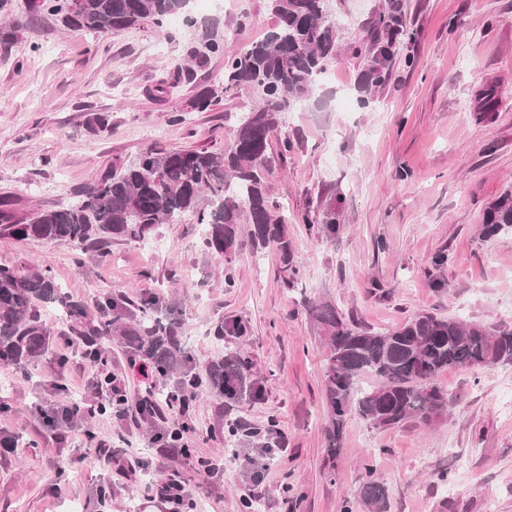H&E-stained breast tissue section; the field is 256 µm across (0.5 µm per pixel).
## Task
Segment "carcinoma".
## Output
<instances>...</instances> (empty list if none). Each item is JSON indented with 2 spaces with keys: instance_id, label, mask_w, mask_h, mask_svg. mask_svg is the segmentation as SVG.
<instances>
[{
  "instance_id": "obj_1",
  "label": "carcinoma",
  "mask_w": 512,
  "mask_h": 512,
  "mask_svg": "<svg viewBox=\"0 0 512 512\" xmlns=\"http://www.w3.org/2000/svg\"><path fill=\"white\" fill-rule=\"evenodd\" d=\"M331 2L270 0L273 27L238 53H224L221 41L203 35L204 51L192 56L196 67L222 53L224 92L250 86L261 95L257 106L238 113L223 148L148 149L96 177L79 200L27 216L2 201L0 237L65 242L76 249L80 266L83 257L101 255L112 240L144 239L158 225L193 214L203 230V247L212 256L229 260L239 244L240 225L249 224L252 243L275 248L284 277L296 275L288 215L270 200L265 173L276 163L270 148L283 116L311 98L327 62L337 55ZM185 6L186 0H40L30 13L35 19L51 15L71 31L106 37L144 26L160 34L167 20ZM406 34L397 8L379 13L367 46L371 65L362 89L387 83L396 44ZM496 108L494 89L489 87L480 93L477 111L489 115ZM85 126L94 134L107 131L110 115L92 112ZM300 221L317 226L323 241L336 234L332 217L318 221L305 214ZM482 224L488 239L512 231V190L486 207ZM157 305L154 297L135 303L123 294L109 293L90 307L67 294L47 268L27 271L0 264V365L23 370L49 356L58 336L70 337L87 361L104 365L112 337L117 336L129 353L146 358L159 378L176 375V390L190 400L208 388L230 400L261 398L262 388L249 377L251 364L238 350L210 368L206 379L185 368L189 356L176 322L158 316ZM46 308L59 314L62 329L47 323ZM314 315L328 339L324 377L330 419L325 438L331 460L343 448L350 417L380 430L409 421L439 422L448 414V391L438 384L439 374L451 368L512 365V326L466 323L422 311L398 327L374 331L344 319L329 305L316 308ZM247 333V324L239 318L215 330L217 336ZM365 373L375 376L378 384L361 387ZM111 381L108 372L97 381V408L102 412L113 409ZM358 494L370 512H386L388 488L382 481L367 476Z\"/></svg>"
}]
</instances>
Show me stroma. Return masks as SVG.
Instances as JSON below:
<instances>
[{
  "instance_id": "obj_1",
  "label": "stroma",
  "mask_w": 512,
  "mask_h": 512,
  "mask_svg": "<svg viewBox=\"0 0 512 512\" xmlns=\"http://www.w3.org/2000/svg\"><path fill=\"white\" fill-rule=\"evenodd\" d=\"M223 9L187 6V20L128 29L107 40L64 29L51 16L32 20L26 0L0 13V200L22 216L72 201L95 174L150 147L224 145L237 112L258 103L252 88L224 91L223 55L212 56L192 80L157 98L146 89L169 79L200 50L203 30L225 53L264 38L273 25L268 0H223ZM395 4L411 33L387 84L361 106L358 86L368 67L363 48L382 7ZM339 55L306 108L286 114L279 130L293 148L267 177L271 200L287 208L298 270L283 282L278 253L255 249L248 234L231 264L200 243L194 215L159 225L142 241L116 240L105 256L75 262L64 243L0 238V263L50 268L74 299L94 304L108 293L156 297L174 318L198 372L230 349L252 364L260 399L233 401L216 390L190 405L191 458L162 451L148 425L99 413L96 366L69 350L64 374L55 360L25 371L0 366V431L18 446L0 457V512H166L144 488L179 475L203 512H367L358 497L366 475L390 492L387 512H512V366L451 369L447 418L409 422L384 431L351 418L344 446L328 460L324 397L326 337L312 306L333 305L374 330L396 327L427 310L463 321L512 324V232L487 239L489 202L512 189V0H333ZM252 24L235 29L241 14ZM493 86L498 109L475 110ZM209 91L210 110L192 101ZM106 112L112 129L85 127L88 113ZM311 212L336 217L323 241L296 221ZM444 265H435L437 255ZM232 267L235 287L224 285ZM241 317L249 335L218 337L215 327ZM78 406L56 428L43 415ZM275 424L286 454L266 459L265 492L248 495L251 474L242 456L261 458L258 445L238 442L227 454L224 424L238 417ZM113 449L132 443L140 457L130 479L88 446V434ZM223 458L224 483L203 489L198 459ZM451 471L447 482L438 473ZM111 495L100 501L98 490Z\"/></svg>"
}]
</instances>
